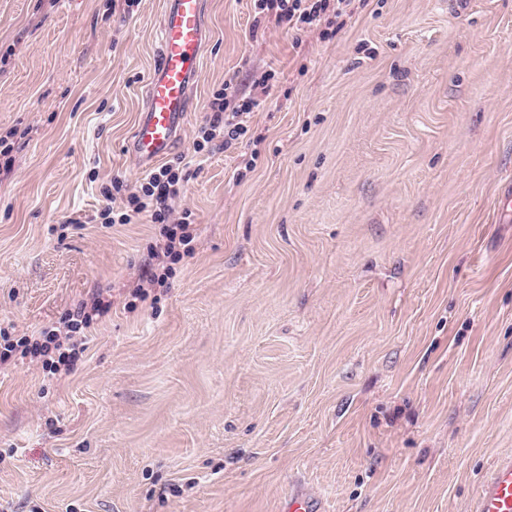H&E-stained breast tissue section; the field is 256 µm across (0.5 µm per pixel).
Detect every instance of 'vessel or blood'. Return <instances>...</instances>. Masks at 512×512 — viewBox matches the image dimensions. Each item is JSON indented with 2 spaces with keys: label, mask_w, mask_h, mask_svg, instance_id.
<instances>
[{
  "label": "vessel or blood",
  "mask_w": 512,
  "mask_h": 512,
  "mask_svg": "<svg viewBox=\"0 0 512 512\" xmlns=\"http://www.w3.org/2000/svg\"><path fill=\"white\" fill-rule=\"evenodd\" d=\"M206 0H167L159 28L161 60L127 151L149 170L174 147L189 116L190 93L207 43ZM474 512H512V455L500 457L479 485Z\"/></svg>",
  "instance_id": "vessel-or-blood-1"
}]
</instances>
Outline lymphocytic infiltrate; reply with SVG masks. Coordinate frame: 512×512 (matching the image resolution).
<instances>
[{"mask_svg":"<svg viewBox=\"0 0 512 512\" xmlns=\"http://www.w3.org/2000/svg\"><path fill=\"white\" fill-rule=\"evenodd\" d=\"M351 0H256L263 16L273 17L277 24L302 28L329 21L343 13ZM252 98L241 97L232 84L217 90L208 107L210 119L199 127L194 141V155L206 160L214 143L232 147L247 131L246 118L256 108ZM185 177L179 163H165L153 169L134 191H126L120 180L104 187L107 205L97 217L103 224H128L139 215L149 217L159 227V237L152 251L154 273L139 279L132 291L128 309L145 301L155 285L163 283L175 263L192 256L196 250L198 228L190 211L182 209ZM111 300L96 295L90 301L67 310L57 322L43 328L36 336L0 335V363L15 358H36L50 374L70 373L87 350L85 331L107 314Z\"/></svg>","mask_w":512,"mask_h":512,"instance_id":"f902f5d3","label":"lymphocytic infiltrate"}]
</instances>
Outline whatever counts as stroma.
<instances>
[{"instance_id": "35a3bbf8", "label": "stroma", "mask_w": 512, "mask_h": 512, "mask_svg": "<svg viewBox=\"0 0 512 512\" xmlns=\"http://www.w3.org/2000/svg\"><path fill=\"white\" fill-rule=\"evenodd\" d=\"M165 2L0 0V328L112 301L69 375L0 365V512H472L512 451V0H352L327 36L207 0L175 154L225 82L264 104L130 311L156 229L91 217L143 176Z\"/></svg>"}]
</instances>
